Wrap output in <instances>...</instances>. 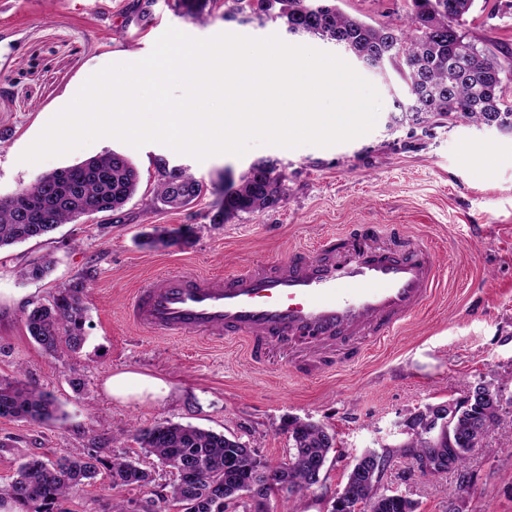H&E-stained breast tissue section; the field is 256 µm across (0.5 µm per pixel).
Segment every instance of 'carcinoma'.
<instances>
[{"mask_svg":"<svg viewBox=\"0 0 512 512\" xmlns=\"http://www.w3.org/2000/svg\"><path fill=\"white\" fill-rule=\"evenodd\" d=\"M475 0H411L407 21L402 24L369 25L350 17L328 0H176V6L193 20L205 18V11L224 6L222 18L237 20L249 13L257 19H281L292 34H310L334 41L355 57H365L382 68L391 64L409 88L417 109L408 111L396 102L400 117L414 125H436L458 121L473 125L500 124L512 132V100L505 87L512 82V52L495 53L466 38L461 27ZM159 182L154 200L172 209L184 208L198 199L204 185L183 168L163 159L155 160ZM63 180L40 179L22 189L31 219L24 222L17 210L0 204V249L48 236L60 224L84 213L85 207L104 204L110 215L122 212L137 192L139 172L122 153L112 151L65 168ZM285 174L277 163L261 160L240 176L224 181L218 189L220 200L212 222L222 224L240 212L262 211L281 199ZM190 229H156L144 245L161 249L184 243ZM47 255L17 270L18 276L39 280L53 268ZM84 284L76 282L58 289L52 300L25 312L30 338L47 354L65 347L72 352L85 342L86 308ZM486 382L469 388V394L455 400L453 439L456 452L444 471L458 475L455 487L464 491L468 453L499 420L494 401L484 393ZM0 417L47 423L58 419L52 396L21 378L0 375ZM427 410L412 415L408 427L411 441L400 453L413 456L419 466L431 462L432 449L445 447L448 434L418 430ZM291 448L288 460L271 477L265 461L252 456L253 450L221 433L170 420L136 431L140 447L160 465L176 470L178 482L169 494L145 499L147 512H224V498L236 501L252 485H263L264 497L278 491L291 493L312 486L313 474L321 472L335 446V435L323 426L293 418L288 421ZM374 450L366 451L352 466L341 500L354 512L360 502L371 504V512H416V504L404 496L390 499L378 493L374 478ZM111 472L112 487H145L154 481L152 472L121 453L104 459L97 454L73 450L54 461L29 457L21 462L10 482L0 485V496L16 502L19 512H53L56 503L68 499L78 487L93 480L100 467Z\"/></svg>","mask_w":512,"mask_h":512,"instance_id":"cac0c4a2","label":"carcinoma"}]
</instances>
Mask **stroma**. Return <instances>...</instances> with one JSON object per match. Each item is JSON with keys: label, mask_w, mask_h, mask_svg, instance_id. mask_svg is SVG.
<instances>
[{"label": "stroma", "mask_w": 512, "mask_h": 512, "mask_svg": "<svg viewBox=\"0 0 512 512\" xmlns=\"http://www.w3.org/2000/svg\"><path fill=\"white\" fill-rule=\"evenodd\" d=\"M133 0H0V198L41 176L110 151L125 154L140 173L122 221L83 215L50 235L0 250V375L21 372L50 392L58 420L38 425L0 417V484L23 457L54 460L66 452L116 451L155 473L150 489L111 490L107 469L66 502L67 512H107L113 497L144 498L169 491L175 476L146 456L134 434L163 420L238 439L266 462L286 460L288 421L298 417L336 436L320 482L278 493L268 512H331L347 474L366 450L394 451L380 490L414 500L416 512H512V132L457 123L422 127L394 123L396 101L409 96L392 67L360 75L377 88L382 109L374 129L330 147L257 146L244 156L197 161L156 143L136 149L112 138L35 165L23 150L83 82L104 66L138 61L171 27L195 38L227 32L279 35L338 56L343 47L288 33L283 20L198 22L179 14L175 0H153L148 17ZM344 13L378 25L405 17L407 0H336ZM468 39L494 51L512 49V0H476L463 27ZM189 169L205 193L182 209L155 204L156 158ZM277 161L285 194L273 208L242 212L222 224L211 217L225 178L239 179L261 160ZM360 224L395 225L427 240L439 268L430 304L378 344L360 342L331 354L308 344L273 348L260 361L244 340L174 339L129 323L124 308L149 278L180 265L230 275L268 264L298 248ZM187 227L189 243L143 246L153 228ZM55 261L41 281L16 276L43 255ZM83 280L86 341L78 352L46 354L29 336L25 309L51 300L57 288ZM85 382L76 394L71 371ZM164 381L166 397L121 404L106 379L120 371ZM502 387L508 402L481 446L468 455L471 485L452 495L453 474H421L397 455L411 439L404 421L429 405L448 403L479 380Z\"/></svg>", "instance_id": "obj_1"}]
</instances>
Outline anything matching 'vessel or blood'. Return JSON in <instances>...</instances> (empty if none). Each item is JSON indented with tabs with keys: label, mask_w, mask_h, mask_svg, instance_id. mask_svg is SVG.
<instances>
[{
	"label": "vessel or blood",
	"mask_w": 512,
	"mask_h": 512,
	"mask_svg": "<svg viewBox=\"0 0 512 512\" xmlns=\"http://www.w3.org/2000/svg\"><path fill=\"white\" fill-rule=\"evenodd\" d=\"M378 235L368 226L232 275L169 271L137 290L126 315L157 335L245 339L255 359L299 337L321 349L340 336L377 340L430 302L439 277L428 244Z\"/></svg>",
	"instance_id": "1"
}]
</instances>
